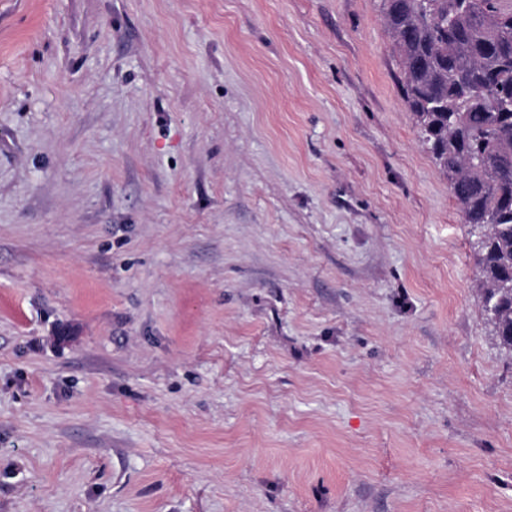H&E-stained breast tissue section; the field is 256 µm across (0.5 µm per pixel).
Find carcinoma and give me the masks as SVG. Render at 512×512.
<instances>
[{
	"mask_svg": "<svg viewBox=\"0 0 512 512\" xmlns=\"http://www.w3.org/2000/svg\"><path fill=\"white\" fill-rule=\"evenodd\" d=\"M407 102L465 223L480 299L512 350V7L503 0H383Z\"/></svg>",
	"mask_w": 512,
	"mask_h": 512,
	"instance_id": "cac0c4a2",
	"label": "carcinoma"
}]
</instances>
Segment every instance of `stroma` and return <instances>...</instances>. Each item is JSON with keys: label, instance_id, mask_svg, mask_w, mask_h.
<instances>
[{"label": "stroma", "instance_id": "35a3bbf8", "mask_svg": "<svg viewBox=\"0 0 512 512\" xmlns=\"http://www.w3.org/2000/svg\"><path fill=\"white\" fill-rule=\"evenodd\" d=\"M382 0H0V512H512V352Z\"/></svg>", "mask_w": 512, "mask_h": 512}]
</instances>
